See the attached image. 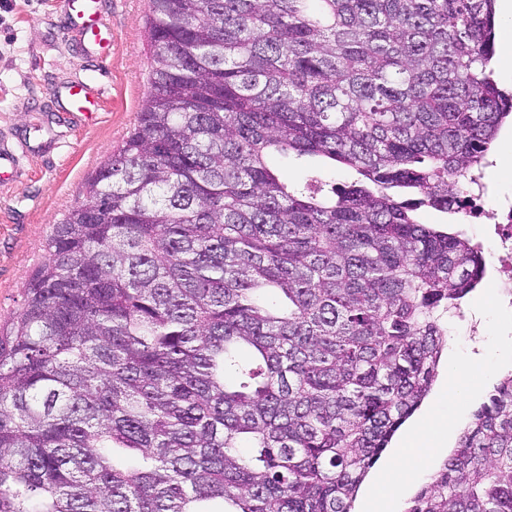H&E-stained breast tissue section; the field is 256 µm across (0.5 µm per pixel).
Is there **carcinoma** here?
Listing matches in <instances>:
<instances>
[{"instance_id": "obj_1", "label": "carcinoma", "mask_w": 512, "mask_h": 512, "mask_svg": "<svg viewBox=\"0 0 512 512\" xmlns=\"http://www.w3.org/2000/svg\"><path fill=\"white\" fill-rule=\"evenodd\" d=\"M495 2L151 0L137 123L0 336V512H352L486 278L419 210L512 119ZM406 512H512V373ZM272 166L276 173L290 185L303 184L313 176L329 183L350 181L353 178L350 170L338 164L335 166L333 162L319 157L297 158L291 155L289 158H284L275 155Z\"/></svg>"}]
</instances>
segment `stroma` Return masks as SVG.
Returning a JSON list of instances; mask_svg holds the SVG:
<instances>
[{"label":"stroma","mask_w":512,"mask_h":512,"mask_svg":"<svg viewBox=\"0 0 512 512\" xmlns=\"http://www.w3.org/2000/svg\"><path fill=\"white\" fill-rule=\"evenodd\" d=\"M150 0H112L103 16L112 39L93 63L74 41L62 38L60 0H0V147L15 151L18 177L0 178V329L22 308L27 283L46 259L53 224L85 199V183L133 129L148 91L152 50L145 32ZM81 80L103 90L94 125L53 112L49 93ZM272 166L289 184L313 177L352 180L350 170L319 157L274 156ZM468 296L461 317L450 320V339L422 411L443 410L470 422L484 394L512 364V308L497 301L495 275ZM482 320L478 340L466 333L467 314ZM456 365L478 386L470 399L442 398L448 367Z\"/></svg>","instance_id":"obj_1"}]
</instances>
